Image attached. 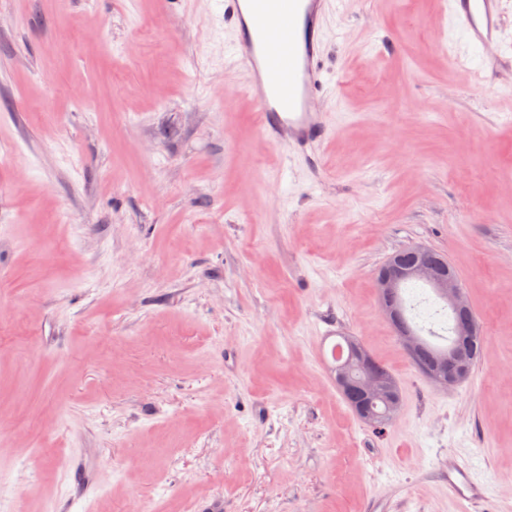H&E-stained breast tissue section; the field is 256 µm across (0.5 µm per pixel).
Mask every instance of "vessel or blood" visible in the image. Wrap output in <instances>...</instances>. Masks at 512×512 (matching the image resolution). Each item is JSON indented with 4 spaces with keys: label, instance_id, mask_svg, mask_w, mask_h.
Instances as JSON below:
<instances>
[{
    "label": "vessel or blood",
    "instance_id": "b4317fda",
    "mask_svg": "<svg viewBox=\"0 0 512 512\" xmlns=\"http://www.w3.org/2000/svg\"><path fill=\"white\" fill-rule=\"evenodd\" d=\"M330 0H224L234 37V64L245 72L246 94L259 110V136L292 151L315 149L333 133L316 103L323 97L320 62L323 18ZM444 10L468 43L490 52L500 26L498 0H445ZM448 492L462 502L480 499L470 468L448 463Z\"/></svg>",
    "mask_w": 512,
    "mask_h": 512
}]
</instances>
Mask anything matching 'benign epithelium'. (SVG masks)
Wrapping results in <instances>:
<instances>
[{"label":"benign epithelium","instance_id":"obj_1","mask_svg":"<svg viewBox=\"0 0 512 512\" xmlns=\"http://www.w3.org/2000/svg\"><path fill=\"white\" fill-rule=\"evenodd\" d=\"M418 250L424 255L419 263L411 266L388 263L382 268L376 279V288L381 292L380 306L383 314L393 322L399 320V310L390 295L401 281L409 278L427 281L434 284L438 293L448 300V304L467 313L458 333L461 336L470 335L476 327V321L468 315L469 304L458 277L440 274L437 265L431 260L430 249L420 246ZM468 364L467 351L455 348L438 358V365L428 373L429 379L442 388L453 387L463 380ZM331 375L339 391L357 393L356 412L364 422L370 424L396 416L399 410L397 382L390 374L373 368L368 351L361 345L353 344L347 364L332 369Z\"/></svg>","mask_w":512,"mask_h":512}]
</instances>
